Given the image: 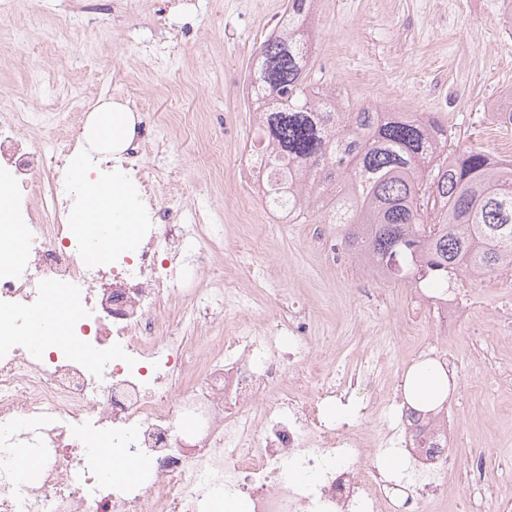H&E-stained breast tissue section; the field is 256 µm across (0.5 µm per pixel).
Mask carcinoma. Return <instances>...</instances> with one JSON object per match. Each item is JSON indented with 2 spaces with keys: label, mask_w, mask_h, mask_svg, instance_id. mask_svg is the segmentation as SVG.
I'll use <instances>...</instances> for the list:
<instances>
[{
  "label": "carcinoma",
  "mask_w": 512,
  "mask_h": 512,
  "mask_svg": "<svg viewBox=\"0 0 512 512\" xmlns=\"http://www.w3.org/2000/svg\"><path fill=\"white\" fill-rule=\"evenodd\" d=\"M311 0H288L250 70L256 144L297 171L269 190L293 220L340 227L343 245L413 288L448 292L465 274L512 267V161L466 145L429 112L344 106L308 80Z\"/></svg>",
  "instance_id": "carcinoma-1"
}]
</instances>
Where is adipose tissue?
<instances>
[{"instance_id": "ef3b65f1", "label": "adipose tissue", "mask_w": 512, "mask_h": 512, "mask_svg": "<svg viewBox=\"0 0 512 512\" xmlns=\"http://www.w3.org/2000/svg\"><path fill=\"white\" fill-rule=\"evenodd\" d=\"M136 118L126 106L113 103L95 109L85 128V140L95 149L119 153L130 144ZM83 208L79 222L93 231L91 258L105 259L112 246L121 244L139 222V202L120 178L99 183L83 180ZM448 391V378L436 365H420L412 369L404 383L406 397L420 405L430 404Z\"/></svg>"}]
</instances>
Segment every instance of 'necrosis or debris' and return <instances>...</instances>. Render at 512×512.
Returning <instances> with one entry per match:
<instances>
[{"mask_svg": "<svg viewBox=\"0 0 512 512\" xmlns=\"http://www.w3.org/2000/svg\"><path fill=\"white\" fill-rule=\"evenodd\" d=\"M37 123V113L0 94V189L16 195L14 223L32 256L24 267L13 261L1 224L0 512H203L221 487L242 496L246 512H429L456 465L445 446L449 419L428 420L425 434L437 446L417 450L388 376L387 344L350 368L305 375L309 316L280 300L250 231L268 175L260 157L245 160L236 187L243 222L228 247L199 210L149 192L164 176L148 172L130 145L121 170L147 192L142 243L92 261L75 220L81 187L67 161L84 153L92 180L107 164L85 153L79 127L61 125L32 144L25 132ZM175 214L180 223H171ZM223 254L268 286L277 299L272 317L253 314L250 292L218 267ZM192 268L210 273L208 287H193ZM53 291L70 300L69 339L30 351L25 312ZM411 300L432 317L419 357L469 316L454 296L427 300L415 288ZM232 309L240 316L228 331L222 320ZM363 389L375 393L360 410L373 428L326 416V405ZM104 439L148 461L150 479L113 483L89 468ZM20 443L39 462L30 486L17 480ZM385 450L405 453L407 476L382 470Z\"/></svg>", "mask_w": 512, "mask_h": 512, "instance_id": "1", "label": "necrosis or debris"}]
</instances>
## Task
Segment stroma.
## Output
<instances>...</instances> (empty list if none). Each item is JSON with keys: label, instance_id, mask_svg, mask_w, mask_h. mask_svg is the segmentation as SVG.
Here are the masks:
<instances>
[{"label": "stroma", "instance_id": "stroma-1", "mask_svg": "<svg viewBox=\"0 0 512 512\" xmlns=\"http://www.w3.org/2000/svg\"><path fill=\"white\" fill-rule=\"evenodd\" d=\"M286 0H40L36 13L0 18L26 41L0 50V89L24 95L45 77L30 109L73 126L92 107L112 101V88L133 77L137 118L172 113L171 152L142 142L147 167L165 169L188 203L213 211L215 223L238 222L235 185L254 138V112L239 87L260 43L282 16ZM311 79L354 105L367 100L392 112H430L448 128V144L469 143L493 156L512 150V128L495 113L512 104V0H315ZM224 144V176L215 179L196 159L206 139ZM315 225L281 229L266 245L283 270V294L311 312L313 346L329 359L308 364L310 375L344 369L367 348L387 342L390 315L411 308L396 281L368 288L354 255L335 266L308 249ZM470 317L446 346L454 357L447 407L458 420L449 445L457 457L448 498L433 512H467L470 451H484L483 477L512 498V384L496 368L512 364V330L496 325L512 305V281L468 277Z\"/></svg>", "mask_w": 512, "mask_h": 512}]
</instances>
